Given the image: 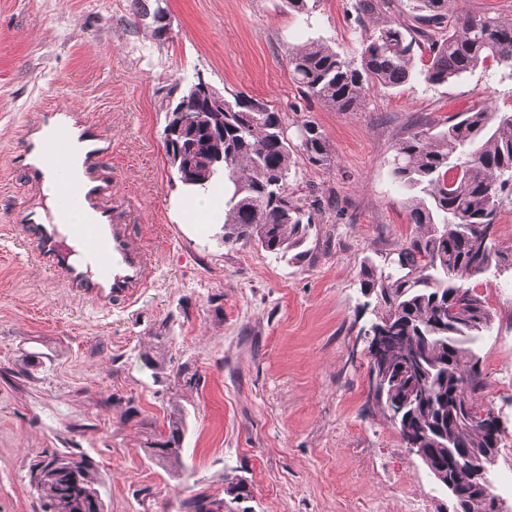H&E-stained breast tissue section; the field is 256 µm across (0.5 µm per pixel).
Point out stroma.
<instances>
[{
	"instance_id": "1",
	"label": "stroma",
	"mask_w": 512,
	"mask_h": 512,
	"mask_svg": "<svg viewBox=\"0 0 512 512\" xmlns=\"http://www.w3.org/2000/svg\"><path fill=\"white\" fill-rule=\"evenodd\" d=\"M355 0H166L171 33L156 40L130 0H0V512H40L29 484L37 456L84 454L106 512H181L204 491L226 512H453L398 431L367 402L371 307L363 261L391 268L414 232L393 180L396 143L418 123L491 102L512 109V70L490 64L461 82L417 80L371 90L334 112L293 82L288 48L324 41L357 55ZM204 76L224 95L259 98L289 127L327 137L330 167L299 163L292 189L331 205L295 263L222 240L223 208L190 223L163 143L160 102L176 78ZM64 106L112 140L107 164L152 280L125 308L73 297L12 230L32 197L14 159L37 112ZM496 319L481 345L485 403L505 427L497 474L512 471V273L479 282ZM36 354L32 373L13 371ZM199 374L178 380L180 368ZM185 417L184 467L148 459L149 427ZM242 477L246 504L224 495Z\"/></svg>"
}]
</instances>
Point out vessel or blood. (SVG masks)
<instances>
[{
  "label": "vessel or blood",
  "mask_w": 512,
  "mask_h": 512,
  "mask_svg": "<svg viewBox=\"0 0 512 512\" xmlns=\"http://www.w3.org/2000/svg\"><path fill=\"white\" fill-rule=\"evenodd\" d=\"M24 137L25 181L38 189L52 182L57 209L50 216L39 204L25 206L22 240L72 294L103 306L129 300L146 283L148 261L112 205V173L103 165L111 139L96 123L58 107L40 113ZM75 213L83 223H71Z\"/></svg>",
  "instance_id": "1"
}]
</instances>
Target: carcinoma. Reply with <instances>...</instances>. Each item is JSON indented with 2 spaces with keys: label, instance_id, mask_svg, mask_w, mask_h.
Here are the masks:
<instances>
[{
  "label": "carcinoma",
  "instance_id": "1",
  "mask_svg": "<svg viewBox=\"0 0 512 512\" xmlns=\"http://www.w3.org/2000/svg\"><path fill=\"white\" fill-rule=\"evenodd\" d=\"M393 0H355L359 20L390 9ZM492 62L512 69V21L487 12L458 13L453 0H406L397 15L362 36L359 63L323 42L288 50V68L302 94L335 112H356L373 89L395 90L417 78L430 85L456 83ZM179 102L166 95L161 111L202 109L194 82L174 80ZM294 145L281 115L244 93L224 99V110L203 113L197 132L164 142L165 153L181 144L189 169L174 171L186 187L205 190L224 180L226 245L254 242L268 253L287 256L306 242L323 200L296 197L290 180L298 159L331 166L325 134L309 122ZM392 175L408 192L407 221L420 229L402 245L401 265L390 271L365 261L362 293L377 303L374 323L397 329L393 364L379 411L385 418L402 410L405 436L419 442L428 466L445 471L456 491L459 512H488L474 461L494 447L491 428L458 413L467 399L476 404L487 388L479 342L496 315L475 292V241L487 240L490 259L482 278L512 270V251L494 249L505 199L512 198V113L484 103L448 118L434 132L414 126L398 144ZM411 351L410 369L399 355ZM184 421L170 412L167 428L146 435L145 452L164 467L181 465ZM80 491L104 508L99 476L91 461L74 453L53 454L31 464L39 500L59 501V512H83L80 497L64 496L69 476ZM224 499L199 492L183 500L184 512H222Z\"/></svg>",
  "mask_w": 512,
  "mask_h": 512
}]
</instances>
